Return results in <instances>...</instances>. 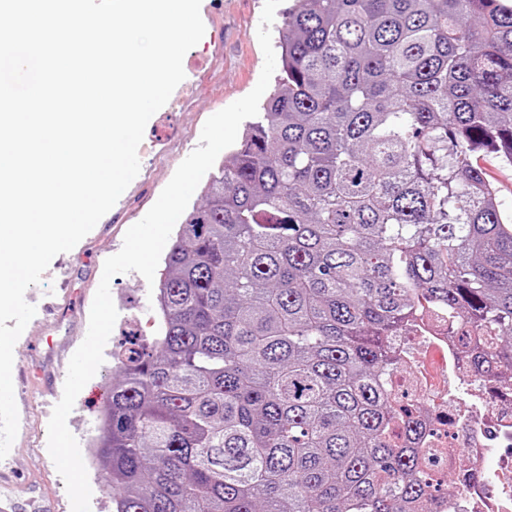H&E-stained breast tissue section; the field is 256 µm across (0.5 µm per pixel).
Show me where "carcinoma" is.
Here are the masks:
<instances>
[{
    "mask_svg": "<svg viewBox=\"0 0 512 512\" xmlns=\"http://www.w3.org/2000/svg\"><path fill=\"white\" fill-rule=\"evenodd\" d=\"M277 90L184 213L160 330L117 356L112 512H412L421 408L394 333L423 305L512 370V0H296ZM480 163L489 177L499 188L500 208L504 212L512 213V168L500 165L497 160L485 158Z\"/></svg>",
    "mask_w": 512,
    "mask_h": 512,
    "instance_id": "carcinoma-1",
    "label": "carcinoma"
}]
</instances>
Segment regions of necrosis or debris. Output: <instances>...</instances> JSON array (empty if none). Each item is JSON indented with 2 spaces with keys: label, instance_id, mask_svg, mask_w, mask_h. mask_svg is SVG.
Segmentation results:
<instances>
[{
  "label": "necrosis or debris",
  "instance_id": "necrosis-or-debris-1",
  "mask_svg": "<svg viewBox=\"0 0 512 512\" xmlns=\"http://www.w3.org/2000/svg\"><path fill=\"white\" fill-rule=\"evenodd\" d=\"M472 339L468 327L414 313L394 345L412 370L400 393L426 411L424 471L452 474L458 486L437 512H512V385L465 370Z\"/></svg>",
  "mask_w": 512,
  "mask_h": 512
}]
</instances>
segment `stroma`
<instances>
[{
	"label": "stroma",
	"instance_id": "obj_1",
	"mask_svg": "<svg viewBox=\"0 0 512 512\" xmlns=\"http://www.w3.org/2000/svg\"><path fill=\"white\" fill-rule=\"evenodd\" d=\"M264 0H201L205 25L201 41L184 56V80L148 121L139 146L143 175L139 187L115 204L71 251L55 256L27 302L36 314L14 347L12 371L19 383V428L0 473L20 476L13 493L29 498V485L68 504L65 483L47 448L48 422L63 394L67 357L88 330L96 282L105 260L120 251L129 227L158 199L179 164L197 148L206 120L250 93L260 77L264 55L257 37ZM118 318L105 345V358L79 393L67 426L77 441L96 430L107 390L115 376L113 352L134 322H148L156 303L137 272L110 282Z\"/></svg>",
	"mask_w": 512,
	"mask_h": 512
}]
</instances>
